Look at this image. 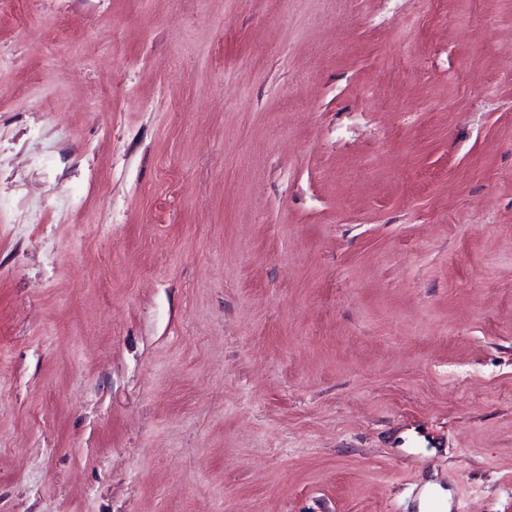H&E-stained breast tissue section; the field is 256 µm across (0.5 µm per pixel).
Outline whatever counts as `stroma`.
Here are the masks:
<instances>
[{"instance_id": "35a3bbf8", "label": "stroma", "mask_w": 512, "mask_h": 512, "mask_svg": "<svg viewBox=\"0 0 512 512\" xmlns=\"http://www.w3.org/2000/svg\"><path fill=\"white\" fill-rule=\"evenodd\" d=\"M512 512V0H0V512Z\"/></svg>"}]
</instances>
